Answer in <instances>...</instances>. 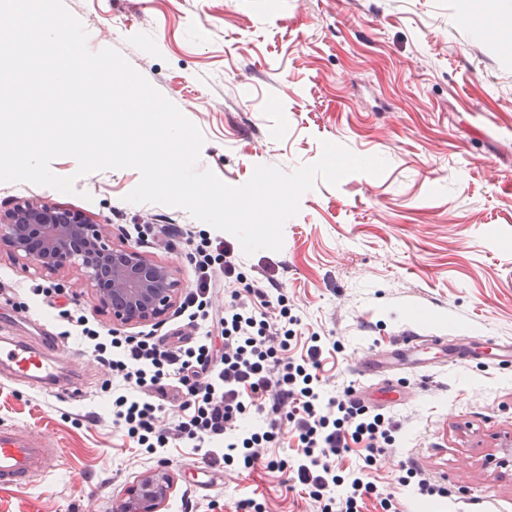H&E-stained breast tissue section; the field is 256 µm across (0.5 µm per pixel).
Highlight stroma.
<instances>
[{"instance_id": "1", "label": "stroma", "mask_w": 512, "mask_h": 512, "mask_svg": "<svg viewBox=\"0 0 512 512\" xmlns=\"http://www.w3.org/2000/svg\"><path fill=\"white\" fill-rule=\"evenodd\" d=\"M90 39L120 51L202 132L199 169L230 185L259 165L291 173L324 143L383 158L381 175L316 180L284 227L280 251L244 266L275 267L302 331L336 340L322 373L326 395L358 384L356 359L391 348L405 330L469 346L488 336L512 344V0H64ZM133 169L77 180L76 191L0 184V208L37 199L112 225L132 244L176 266L184 288L194 250L179 235L186 211L132 204ZM112 315L65 266L41 273L0 240V321L37 342L60 336L81 375V400L49 398L0 381V428L52 438L60 462L47 476L0 485V512H111L148 472L173 477L163 512H315L289 478L295 451L270 449L277 470L213 465L183 444L165 461L113 426L111 369L87 353L69 323ZM401 375L391 406L402 430L381 457L384 494L418 512H512V363L471 358ZM419 465L446 489L420 498L395 481ZM211 471L216 490L198 488Z\"/></svg>"}]
</instances>
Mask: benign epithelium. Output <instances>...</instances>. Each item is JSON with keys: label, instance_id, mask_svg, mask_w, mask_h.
Wrapping results in <instances>:
<instances>
[{"label": "benign epithelium", "instance_id": "obj_1", "mask_svg": "<svg viewBox=\"0 0 512 512\" xmlns=\"http://www.w3.org/2000/svg\"><path fill=\"white\" fill-rule=\"evenodd\" d=\"M104 224L79 214L26 200L0 210V239L41 272L54 274L66 263L79 266L84 285L110 310L112 324L155 325L175 306L181 291L176 267L151 259L138 247L107 243ZM173 487L165 470L139 478L113 512H160Z\"/></svg>", "mask_w": 512, "mask_h": 512}]
</instances>
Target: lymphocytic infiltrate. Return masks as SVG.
<instances>
[{"instance_id":"f902f5d3","label":"lymphocytic infiltrate","mask_w":512,"mask_h":512,"mask_svg":"<svg viewBox=\"0 0 512 512\" xmlns=\"http://www.w3.org/2000/svg\"><path fill=\"white\" fill-rule=\"evenodd\" d=\"M197 279L187 296L206 328L193 342L167 344L146 336L100 340L84 335L106 356L120 383L112 401V422L138 447L162 453L170 439L204 450L212 463L241 471L255 469L260 451L276 447L282 428L297 443L291 479L320 505V512H361L366 499L379 497L383 512H399L392 498H380L371 479L379 456L393 446L401 429L392 416L372 413L353 397V387L325 398L319 375L328 341L318 334L290 347L298 319L284 296L269 298L261 280L249 278L222 240L196 235ZM228 288L223 314L207 310L212 288ZM224 345L215 349L214 336ZM178 410L171 434L157 432L165 406ZM265 414V429L247 426L251 413Z\"/></svg>"}]
</instances>
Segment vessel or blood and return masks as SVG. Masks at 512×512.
Returning a JSON list of instances; mask_svg holds the SVG:
<instances>
[{
    "mask_svg": "<svg viewBox=\"0 0 512 512\" xmlns=\"http://www.w3.org/2000/svg\"><path fill=\"white\" fill-rule=\"evenodd\" d=\"M446 337L405 331L393 353L367 352L355 363L366 384L397 370L419 369L415 353L423 345H447ZM60 339L45 337L34 346L10 334L0 336V377L37 389L50 397L79 399L83 395L77 373L65 371ZM58 450L47 437L29 438L13 429H0V483H27L52 470Z\"/></svg>",
    "mask_w": 512,
    "mask_h": 512,
    "instance_id": "b4317fda",
    "label": "vessel or blood"
}]
</instances>
